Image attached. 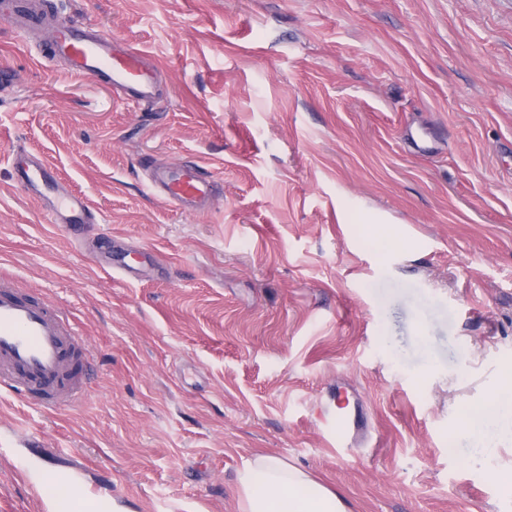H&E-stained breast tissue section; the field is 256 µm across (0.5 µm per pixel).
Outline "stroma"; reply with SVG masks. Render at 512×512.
I'll list each match as a JSON object with an SVG mask.
<instances>
[{"label": "stroma", "mask_w": 512, "mask_h": 512, "mask_svg": "<svg viewBox=\"0 0 512 512\" xmlns=\"http://www.w3.org/2000/svg\"><path fill=\"white\" fill-rule=\"evenodd\" d=\"M51 2L164 94L122 104L0 22V273L90 352L71 406L0 392V512H240L257 454L348 512H512V442L467 464L457 435L512 368V0ZM33 157L88 223L16 185ZM189 161L218 183L191 214L148 180ZM340 395L364 425L336 451ZM340 409H342L341 406L336 407L335 416L324 405L320 404L317 408L320 423L327 433L331 447L336 448V451L339 448H348L354 438L349 417L340 415Z\"/></svg>", "instance_id": "stroma-1"}]
</instances>
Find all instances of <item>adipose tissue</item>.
<instances>
[{
    "label": "adipose tissue",
    "instance_id": "adipose-tissue-1",
    "mask_svg": "<svg viewBox=\"0 0 512 512\" xmlns=\"http://www.w3.org/2000/svg\"><path fill=\"white\" fill-rule=\"evenodd\" d=\"M493 418L499 422L498 432L512 437V370L502 373L485 403L465 413L460 428L478 437ZM237 482L242 512H347L336 492L271 455L245 459Z\"/></svg>",
    "mask_w": 512,
    "mask_h": 512
}]
</instances>
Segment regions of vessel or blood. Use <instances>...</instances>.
I'll return each mask as SVG.
<instances>
[{
	"instance_id": "vessel-or-blood-1",
	"label": "vessel or blood",
	"mask_w": 512,
	"mask_h": 512,
	"mask_svg": "<svg viewBox=\"0 0 512 512\" xmlns=\"http://www.w3.org/2000/svg\"><path fill=\"white\" fill-rule=\"evenodd\" d=\"M0 21L37 30L42 18L33 0H0ZM55 56L71 74L104 78L125 104H151L157 78L144 52L127 48L97 29H78L58 21L51 39ZM17 185L47 201L58 224L84 223L90 208L78 194H60L54 170L40 160L17 167ZM162 196L173 206L209 202L214 182L193 167L171 168L160 178ZM90 359L75 324L42 297L20 293L12 278L0 276V388L52 411L85 395L83 369ZM319 420L333 448L349 447L354 432L349 418L318 408Z\"/></svg>"
}]
</instances>
